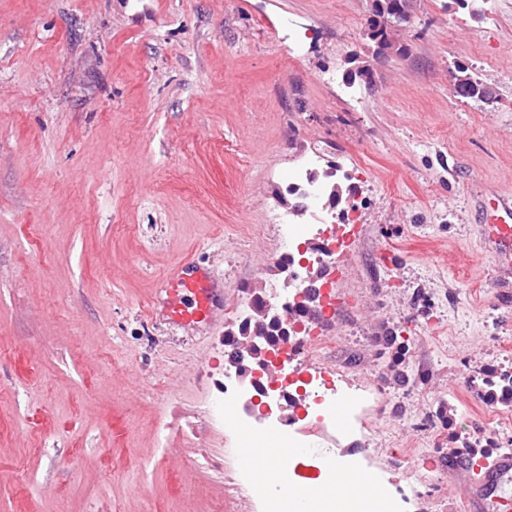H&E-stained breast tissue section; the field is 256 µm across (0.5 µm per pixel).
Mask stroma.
Listing matches in <instances>:
<instances>
[{
	"label": "stroma",
	"instance_id": "obj_1",
	"mask_svg": "<svg viewBox=\"0 0 512 512\" xmlns=\"http://www.w3.org/2000/svg\"><path fill=\"white\" fill-rule=\"evenodd\" d=\"M410 11L379 57L370 0H0V512H264L224 337L276 276L271 217L314 150L363 175L325 329V364L371 393L351 462L465 512L453 441L493 427L512 454V407L490 419L468 385L512 372V260L482 215L512 194V0ZM459 66L491 101L455 96ZM187 258L224 290L204 324L165 315Z\"/></svg>",
	"mask_w": 512,
	"mask_h": 512
}]
</instances>
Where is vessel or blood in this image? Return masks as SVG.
Listing matches in <instances>:
<instances>
[{"instance_id":"1","label":"vessel or blood","mask_w":512,"mask_h":512,"mask_svg":"<svg viewBox=\"0 0 512 512\" xmlns=\"http://www.w3.org/2000/svg\"><path fill=\"white\" fill-rule=\"evenodd\" d=\"M484 222L498 253L512 256V199L493 196ZM171 292L168 307L173 318L182 323H202L213 308L224 300L223 289L215 287L210 277L193 262L181 264L168 280ZM457 470L468 473L465 502L472 512H512V499L504 488L512 483V457H496L480 476H470L466 457H453Z\"/></svg>"}]
</instances>
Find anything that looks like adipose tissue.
<instances>
[{
	"label": "adipose tissue",
	"mask_w": 512,
	"mask_h": 512,
	"mask_svg": "<svg viewBox=\"0 0 512 512\" xmlns=\"http://www.w3.org/2000/svg\"><path fill=\"white\" fill-rule=\"evenodd\" d=\"M294 460L292 449L285 443L274 442L254 434L248 437L239 450L238 464L260 485L279 478L281 488V512H299L301 500L313 502L315 512H349L353 500L378 495L376 477L369 472H357L343 463L322 458L321 473L315 478L297 479L290 475ZM346 482L347 498L336 499L333 487Z\"/></svg>",
	"instance_id": "ef3b65f1"
}]
</instances>
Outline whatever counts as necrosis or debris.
Returning <instances> with one entry per match:
<instances>
[{"label":"necrosis or debris","mask_w":512,"mask_h":512,"mask_svg":"<svg viewBox=\"0 0 512 512\" xmlns=\"http://www.w3.org/2000/svg\"><path fill=\"white\" fill-rule=\"evenodd\" d=\"M276 220L283 247L274 265L284 281L263 295L247 294L239 321L249 323L261 304L275 310L278 323L266 330L260 357L225 373L223 403L245 404V423L268 437L324 436L334 424L330 411L337 389L331 369L305 360L327 347L323 325L338 310L336 280L351 260L361 214L352 204L331 224L321 212L291 208Z\"/></svg>","instance_id":"necrosis-or-debris-1"}]
</instances>
